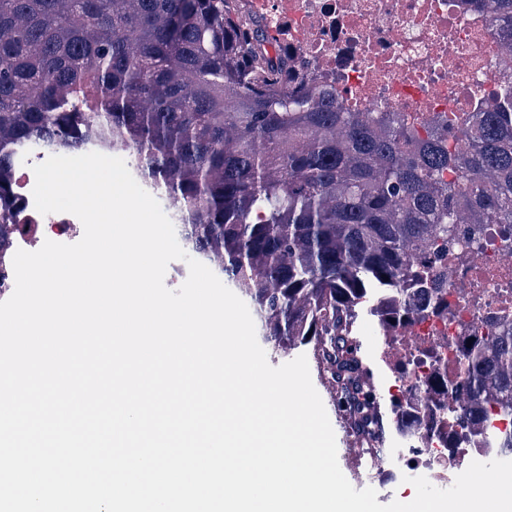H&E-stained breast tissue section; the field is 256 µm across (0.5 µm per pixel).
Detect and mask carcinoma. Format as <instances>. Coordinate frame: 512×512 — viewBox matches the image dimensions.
I'll return each mask as SVG.
<instances>
[{
	"mask_svg": "<svg viewBox=\"0 0 512 512\" xmlns=\"http://www.w3.org/2000/svg\"><path fill=\"white\" fill-rule=\"evenodd\" d=\"M487 2L512 52V0ZM494 99L460 136L353 112L241 0H0V257L32 230L12 149L128 150L268 340L313 336L363 410L358 310L384 326L441 311L432 276L458 225L512 224V81ZM436 381L472 431L512 419V329Z\"/></svg>",
	"mask_w": 512,
	"mask_h": 512,
	"instance_id": "carcinoma-1",
	"label": "carcinoma"
}]
</instances>
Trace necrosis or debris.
I'll return each instance as SVG.
<instances>
[{"label": "necrosis or debris", "mask_w": 512, "mask_h": 512, "mask_svg": "<svg viewBox=\"0 0 512 512\" xmlns=\"http://www.w3.org/2000/svg\"><path fill=\"white\" fill-rule=\"evenodd\" d=\"M245 5L352 109L397 112L418 125L443 122L453 114L488 111L492 91L512 80V56L501 51L499 32L477 0H245ZM52 154L35 143L17 151L18 205L26 222L52 224L64 234L76 216L41 215L32 195V167ZM438 272L448 277L447 315L393 329L399 355L387 362L395 390L407 395L419 418L415 432L399 440L377 404L365 432L354 430L350 412L341 419L347 441L366 457L412 465L429 479L451 484L489 451L454 418L441 417L438 407L448 399L432 380L439 373L456 376L468 337L512 325V252L505 249L499 225H459L448 262Z\"/></svg>", "instance_id": "4bbe7bcc"}]
</instances>
